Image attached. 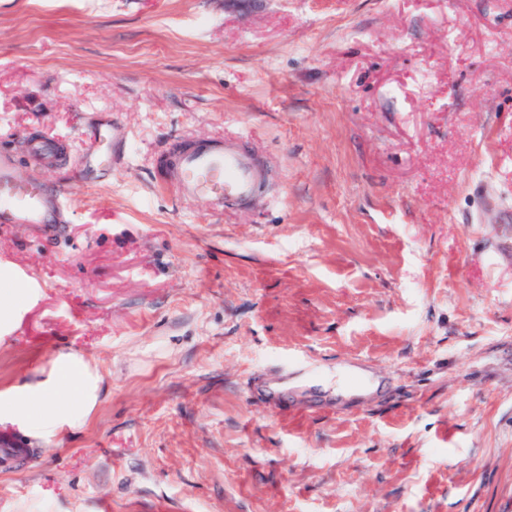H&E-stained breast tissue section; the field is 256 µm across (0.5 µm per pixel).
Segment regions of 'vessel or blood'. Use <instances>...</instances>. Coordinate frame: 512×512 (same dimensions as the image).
Masks as SVG:
<instances>
[{
  "instance_id": "obj_1",
  "label": "vessel or blood",
  "mask_w": 512,
  "mask_h": 512,
  "mask_svg": "<svg viewBox=\"0 0 512 512\" xmlns=\"http://www.w3.org/2000/svg\"><path fill=\"white\" fill-rule=\"evenodd\" d=\"M161 163L179 197L201 200L213 210L251 206L261 194L266 169L238 140L185 142ZM67 206L61 191L26 182L15 155L0 148V224L48 225L63 220Z\"/></svg>"
}]
</instances>
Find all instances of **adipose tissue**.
I'll use <instances>...</instances> for the list:
<instances>
[{"label":"adipose tissue","mask_w":512,"mask_h":512,"mask_svg":"<svg viewBox=\"0 0 512 512\" xmlns=\"http://www.w3.org/2000/svg\"><path fill=\"white\" fill-rule=\"evenodd\" d=\"M27 280L14 269H0V331L8 332L30 296ZM99 377L75 352L58 354L42 379L0 390V421L40 437L57 435L85 422L94 409Z\"/></svg>","instance_id":"ef3b65f1"}]
</instances>
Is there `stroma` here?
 Wrapping results in <instances>:
<instances>
[{"label":"stroma","mask_w":512,"mask_h":512,"mask_svg":"<svg viewBox=\"0 0 512 512\" xmlns=\"http://www.w3.org/2000/svg\"><path fill=\"white\" fill-rule=\"evenodd\" d=\"M224 136L263 193L179 199L162 151ZM0 139L69 194L0 224V389L101 376L0 424V512H512V0H0ZM123 138L124 135L120 129L112 127L110 123H106L102 138L96 139L95 147L91 149L89 161L98 162L99 164L108 161L105 154V147L109 149L110 144L113 145L114 141L123 140ZM0 331L8 332L15 323L18 307L30 296L27 279L14 269L1 267L0 271ZM99 381L80 354L60 353L42 379L0 390V423L40 437L77 427L97 403Z\"/></svg>","instance_id":"obj_1"}]
</instances>
